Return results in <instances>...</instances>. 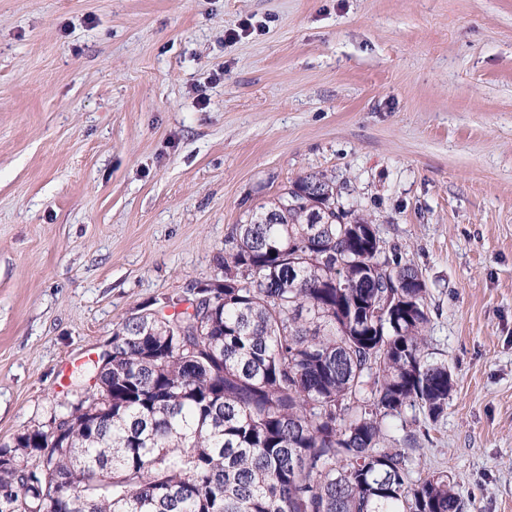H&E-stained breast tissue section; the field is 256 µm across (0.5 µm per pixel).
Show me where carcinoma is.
<instances>
[{"label": "carcinoma", "instance_id": "obj_1", "mask_svg": "<svg viewBox=\"0 0 512 512\" xmlns=\"http://www.w3.org/2000/svg\"><path fill=\"white\" fill-rule=\"evenodd\" d=\"M222 267L199 302L120 323L48 424L0 445V512H463L386 446L407 409L445 414L452 373L424 358L416 268L334 181L257 207Z\"/></svg>", "mask_w": 512, "mask_h": 512}]
</instances>
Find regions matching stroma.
I'll return each instance as SVG.
<instances>
[{
	"label": "stroma",
	"instance_id": "obj_1",
	"mask_svg": "<svg viewBox=\"0 0 512 512\" xmlns=\"http://www.w3.org/2000/svg\"><path fill=\"white\" fill-rule=\"evenodd\" d=\"M309 173L425 282L414 470L512 512V0H0V444Z\"/></svg>",
	"mask_w": 512,
	"mask_h": 512
}]
</instances>
